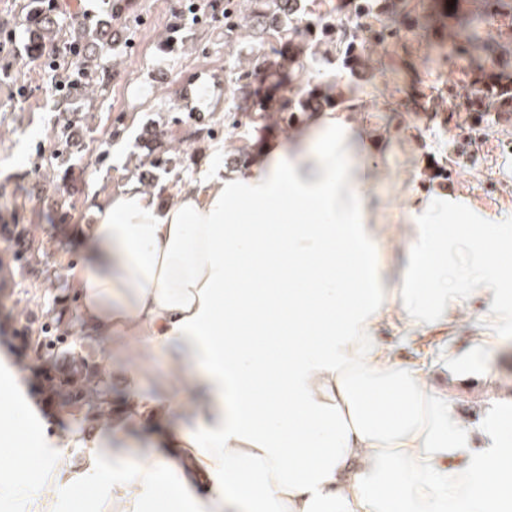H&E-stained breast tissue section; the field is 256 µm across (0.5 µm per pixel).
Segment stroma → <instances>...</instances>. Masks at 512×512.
I'll return each instance as SVG.
<instances>
[{
    "instance_id": "1",
    "label": "stroma",
    "mask_w": 512,
    "mask_h": 512,
    "mask_svg": "<svg viewBox=\"0 0 512 512\" xmlns=\"http://www.w3.org/2000/svg\"><path fill=\"white\" fill-rule=\"evenodd\" d=\"M141 15L148 16L147 27L128 35L129 20ZM114 28L120 39L112 52L111 80L74 134L78 146L66 173L49 161L58 148V80L69 63L63 57L53 63L27 55L22 29L0 35V376L10 379V398L17 403L10 411L7 400L0 398V415L30 416L35 405H44L41 421L52 436L86 430L88 423L49 397L47 368L29 347L20 346L17 336L48 328L63 337L62 351L97 361L104 344L85 336L77 324V299L67 275L80 260L70 232L93 223L94 199L123 190L136 180L137 165H148L157 155L174 158L177 165L171 173L148 165L149 192L161 200L171 198L201 167H241L265 136L291 129L275 119H247L241 127H225L224 110L235 99L210 75L223 71L233 58H246L250 43L242 41L227 51L223 22L197 24L185 0H131ZM436 40L434 31L414 28L401 42L367 44L365 74L359 79L332 62L317 66L320 80L340 79L352 98L361 101L363 129L381 140L370 204L393 233L397 274L412 246L405 206L415 195L451 193L472 209L468 230L496 224L501 237H512V143L493 130L480 156L456 159L453 148L464 127L461 100L444 101L440 116L423 115L414 109L409 80L388 67L391 56L409 55L429 84L446 88L454 67L434 50ZM186 83L204 88L195 106L213 128V137L189 138L195 121L180 101ZM60 189L69 198L64 210L53 202ZM21 227L29 230L22 242L17 239ZM496 302L511 312L501 327L505 343L486 366L461 364V381H449L447 353L469 346L486 299L467 300L455 331L425 342L435 382L452 386L456 416L473 430L466 449L454 460L458 466L478 465L494 444L492 419L479 411L480 401L496 402L499 413L512 414V296L497 297Z\"/></svg>"
}]
</instances>
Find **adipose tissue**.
Here are the masks:
<instances>
[{
    "instance_id": "ef3b65f1",
    "label": "adipose tissue",
    "mask_w": 512,
    "mask_h": 512,
    "mask_svg": "<svg viewBox=\"0 0 512 512\" xmlns=\"http://www.w3.org/2000/svg\"><path fill=\"white\" fill-rule=\"evenodd\" d=\"M357 101L266 138L240 170L201 169L166 202L129 184L98 198L72 271L98 359L104 411L53 438L0 420V503L15 512H512V416L477 478L454 466L466 432L431 362L381 339L452 332L461 298L512 285V242L479 238L449 267L447 195L407 210L413 247L398 286L368 201L374 140ZM163 355L149 392L141 361ZM123 390L112 403V386ZM153 431L129 461L125 447ZM84 456L73 465L70 451ZM50 469L32 494L15 476Z\"/></svg>"
}]
</instances>
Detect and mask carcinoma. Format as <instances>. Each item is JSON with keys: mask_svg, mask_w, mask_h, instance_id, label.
<instances>
[{"mask_svg": "<svg viewBox=\"0 0 512 512\" xmlns=\"http://www.w3.org/2000/svg\"><path fill=\"white\" fill-rule=\"evenodd\" d=\"M126 0H108L106 16L69 26L59 22L50 0H22L21 25L30 34L27 54L40 57L49 49L63 55L78 50L75 64L81 73L64 95L60 109L69 118L59 132L60 147L56 167L66 168L70 158L69 131L83 121L77 99L87 100L106 90L109 65L104 55L112 47V21L126 11ZM409 7L408 0H224V43L231 47L243 37L258 41L248 65L236 61L224 72V82L240 93L252 110L264 118L269 112H313L344 97L337 84L314 82L311 70L321 58L334 60L356 76L364 68L360 40L364 32L377 43L399 41L402 28L386 22V16ZM495 25L504 42L481 37L479 28ZM422 25L448 30L435 49L455 66L456 79L446 91L421 94L427 101L435 97L461 98L468 111L481 113L488 121L493 112H507L512 106V0H438L434 13L422 16ZM389 67L404 70L415 86L426 85L415 64L405 57H393ZM35 354L46 361L56 360L55 343L30 337ZM71 369L48 383L49 393L64 396L68 403L93 420L99 412L95 394V367L81 355H70Z\"/></svg>", "mask_w": 512, "mask_h": 512, "instance_id": "cac0c4a2", "label": "carcinoma"}]
</instances>
